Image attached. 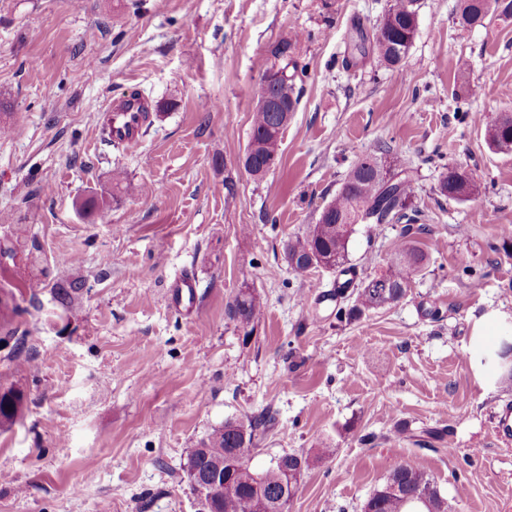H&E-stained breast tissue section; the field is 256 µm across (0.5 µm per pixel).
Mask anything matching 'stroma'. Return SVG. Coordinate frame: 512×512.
<instances>
[{"mask_svg":"<svg viewBox=\"0 0 512 512\" xmlns=\"http://www.w3.org/2000/svg\"><path fill=\"white\" fill-rule=\"evenodd\" d=\"M389 0H0V512H200L188 449L228 420L271 417L251 460L309 457L290 512H361L418 460L448 512H512V444L492 431L512 380L478 373L475 319L512 317V153L482 116L512 114V13L459 24L418 0L405 63L345 67ZM301 37L300 103L263 178L243 166L261 65ZM147 100L134 150L102 132L111 101ZM413 162L427 254L406 297L337 317V273L288 267L375 142ZM466 167L468 201L438 191ZM95 197L93 211L80 207ZM404 224L357 225L358 278L386 269ZM197 281L193 302L171 283ZM85 287L61 306L53 291ZM38 289L18 288L20 280ZM265 309L248 328L227 304ZM263 308L261 297L249 287L241 288L228 305L230 316L243 327L254 324L261 316ZM22 395L13 389L0 394V428L11 427L20 413Z\"/></svg>","mask_w":512,"mask_h":512,"instance_id":"35a3bbf8","label":"stroma"}]
</instances>
